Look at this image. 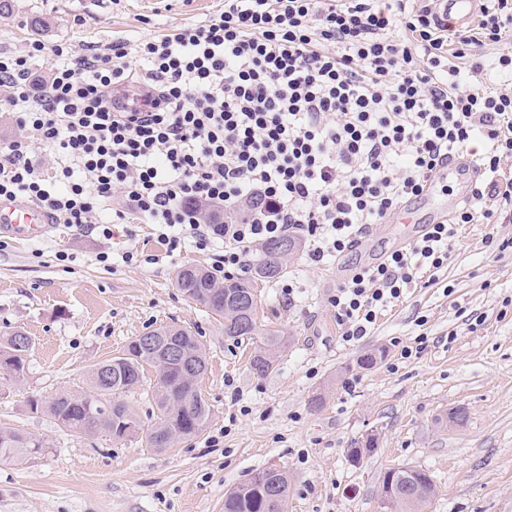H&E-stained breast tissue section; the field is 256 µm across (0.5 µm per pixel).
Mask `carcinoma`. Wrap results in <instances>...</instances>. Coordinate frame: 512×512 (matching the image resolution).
<instances>
[{
	"instance_id": "carcinoma-1",
	"label": "carcinoma",
	"mask_w": 512,
	"mask_h": 512,
	"mask_svg": "<svg viewBox=\"0 0 512 512\" xmlns=\"http://www.w3.org/2000/svg\"><path fill=\"white\" fill-rule=\"evenodd\" d=\"M297 252L298 237L286 234L267 243L264 256L256 263L248 278H219L210 270L185 265L176 274V286L187 299L201 304L216 316L224 319V335L237 342L250 340L258 334L257 298L255 287L259 281L273 279L283 271L284 249ZM16 331L0 341V352L14 359L17 371H25L32 345L15 348ZM288 347V337L279 330L264 333L262 346L250 358L253 372L265 376L277 366L278 354ZM112 373L104 375L101 366L93 365L89 371V390L61 393L50 404L41 399L29 400L34 412H44L67 430L77 434L93 433L100 429L103 420L99 407L112 405L114 437L128 436L125 425H134V432L142 430L136 412L121 399V394L140 383L145 368L164 371L166 394L153 392L157 407L155 422L146 432L147 445L157 450L170 447L175 441L195 435V426H206L211 409L201 387L188 388L184 374L186 366L170 362L161 365L156 353L139 342L131 340L125 349L110 359ZM43 451L34 446L28 437L8 428L0 429V460H23ZM381 498L391 512H425L435 495L431 475L414 467H392L382 476ZM288 505V475L280 469H264L247 481L235 486L224 495V512H286Z\"/></svg>"
}]
</instances>
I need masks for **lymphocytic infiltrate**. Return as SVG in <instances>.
I'll list each match as a JSON object with an SVG mask.
<instances>
[{"mask_svg":"<svg viewBox=\"0 0 512 512\" xmlns=\"http://www.w3.org/2000/svg\"><path fill=\"white\" fill-rule=\"evenodd\" d=\"M511 36L512 0H493L474 35L452 32L430 0H224L197 24L77 62L69 45L36 41L0 53V105L26 131L0 147V198L35 200L75 228L137 214L161 225L172 251L185 234L202 247L223 239L219 272L291 230L314 262L351 250L478 137L491 179L474 199L512 202V183L496 179L512 159V90L456 83L459 60L482 71L476 48ZM47 53L58 63L43 82L33 69ZM38 144L55 155L51 177L31 160ZM117 193L124 208L110 206ZM248 201L252 211L225 227L200 220L202 206ZM502 216L462 207L356 271L332 299L342 341L367 336L421 271L447 264L459 225Z\"/></svg>","mask_w":512,"mask_h":512,"instance_id":"1","label":"lymphocytic infiltrate"}]
</instances>
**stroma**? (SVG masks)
Listing matches in <instances>:
<instances>
[{"label": "stroma", "instance_id": "35a3bbf8", "mask_svg": "<svg viewBox=\"0 0 512 512\" xmlns=\"http://www.w3.org/2000/svg\"><path fill=\"white\" fill-rule=\"evenodd\" d=\"M223 8L224 0H14L0 15V53L39 40L82 55ZM35 16L49 22L37 35L28 26ZM394 230L374 225L368 251L319 263L297 252L285 277L258 284L260 329L289 338L263 378L250 368L255 342L225 337L175 285L184 264L212 267L221 243L202 250L188 237L171 253L155 225L142 223L58 224L29 242L0 233V336L21 330L33 339L24 376L0 372V427L46 444L29 459L0 461V512H224L225 493L268 467L288 475V512H387L380 476L401 466L431 473L428 512H512V249L498 248L512 238V220L460 225L447 266L410 284L368 336L346 344L331 304L344 284L336 268L381 262L395 249ZM128 251L133 261L122 262ZM102 252L110 264L98 262ZM475 314L485 321L473 329ZM173 323L198 337L208 363L201 388L211 414L197 436L159 452L141 432L77 436L30 410L32 396L86 390L91 365ZM420 335L425 348L401 358ZM377 350V364L359 366ZM459 407L465 425H445ZM368 435L377 438L372 456L351 463L347 448Z\"/></svg>", "mask_w": 512, "mask_h": 512}]
</instances>
